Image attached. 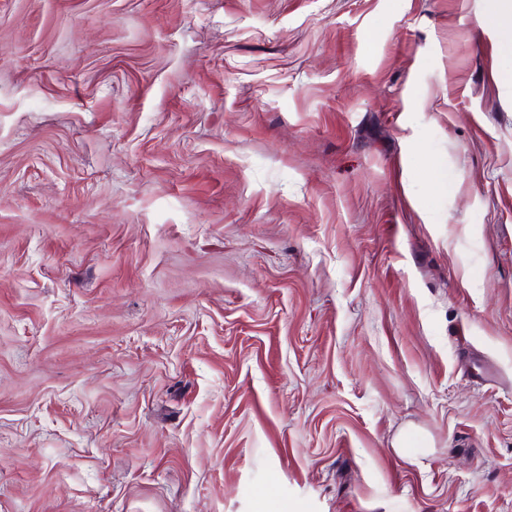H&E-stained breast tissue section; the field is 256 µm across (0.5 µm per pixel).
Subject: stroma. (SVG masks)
Here are the masks:
<instances>
[{"label":"stroma","mask_w":512,"mask_h":512,"mask_svg":"<svg viewBox=\"0 0 512 512\" xmlns=\"http://www.w3.org/2000/svg\"><path fill=\"white\" fill-rule=\"evenodd\" d=\"M512 0H0V512H512Z\"/></svg>","instance_id":"obj_1"}]
</instances>
